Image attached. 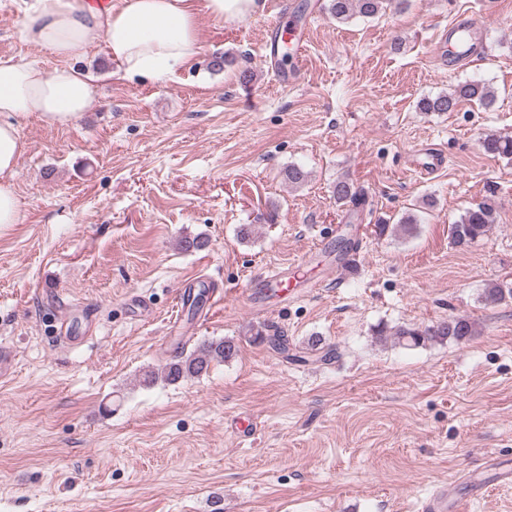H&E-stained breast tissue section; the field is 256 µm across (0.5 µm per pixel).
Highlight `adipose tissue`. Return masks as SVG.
Wrapping results in <instances>:
<instances>
[{
  "label": "adipose tissue",
  "instance_id": "1",
  "mask_svg": "<svg viewBox=\"0 0 512 512\" xmlns=\"http://www.w3.org/2000/svg\"><path fill=\"white\" fill-rule=\"evenodd\" d=\"M261 6V0H32L20 37L62 64L48 73L33 62L0 60V225L21 221L15 177L27 150L24 122L34 115L50 127L74 125L95 96L92 77L72 60L101 42L127 76L155 79L196 54L199 11L231 23Z\"/></svg>",
  "mask_w": 512,
  "mask_h": 512
}]
</instances>
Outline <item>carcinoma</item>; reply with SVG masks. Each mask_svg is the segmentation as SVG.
I'll return each instance as SVG.
<instances>
[{
  "label": "carcinoma",
  "mask_w": 512,
  "mask_h": 512,
  "mask_svg": "<svg viewBox=\"0 0 512 512\" xmlns=\"http://www.w3.org/2000/svg\"><path fill=\"white\" fill-rule=\"evenodd\" d=\"M391 3L392 0H327L324 11L329 19L345 23L356 16L362 18L382 16L390 8ZM464 101L487 111L496 103V92L485 82L465 81L455 85L446 93L419 99L417 107L421 112H452ZM482 148L493 156L512 157V137L489 136L483 140ZM334 196L339 203L357 204L361 201V194L353 184L345 180L336 182ZM492 223L493 205L483 202L468 209L458 220L449 225L448 232L454 245L467 247L484 237ZM474 334V324L465 317L456 316L422 330L401 326L394 330L392 336L400 344L416 347L429 341L446 339L462 343ZM235 353L236 344L232 340H207L197 345L191 352L181 354L166 364L161 373L158 374L153 370L145 372L143 383L150 386L161 379L168 384H174L199 377L209 371L212 363L227 361L233 358Z\"/></svg>",
  "instance_id": "cac0c4a2"
}]
</instances>
